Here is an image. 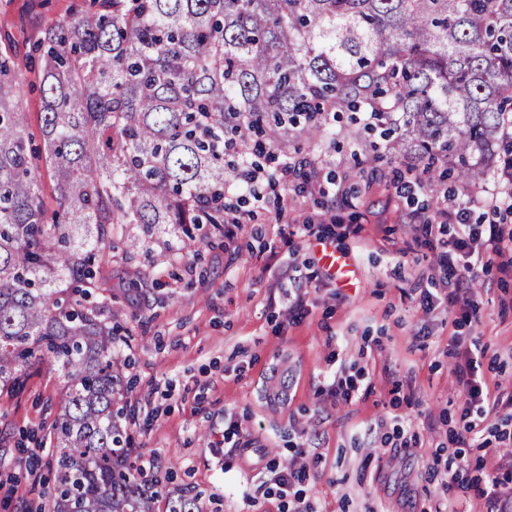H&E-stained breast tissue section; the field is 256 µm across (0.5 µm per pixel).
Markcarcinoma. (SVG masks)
Returning <instances> with one entry per match:
<instances>
[{"label": "carcinoma", "mask_w": 512, "mask_h": 512, "mask_svg": "<svg viewBox=\"0 0 512 512\" xmlns=\"http://www.w3.org/2000/svg\"><path fill=\"white\" fill-rule=\"evenodd\" d=\"M50 26L41 66L42 174L0 48V387L47 363L63 392L49 512H203L132 461L115 336L84 305L113 224L224 223V140L321 134L361 112L406 169L462 191L499 169L512 128V0H94ZM95 234L72 244L73 225ZM288 368L266 397L285 401Z\"/></svg>", "instance_id": "1"}]
</instances>
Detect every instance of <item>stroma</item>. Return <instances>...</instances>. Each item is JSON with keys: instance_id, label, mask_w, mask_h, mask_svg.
<instances>
[{"instance_id": "obj_1", "label": "stroma", "mask_w": 512, "mask_h": 512, "mask_svg": "<svg viewBox=\"0 0 512 512\" xmlns=\"http://www.w3.org/2000/svg\"><path fill=\"white\" fill-rule=\"evenodd\" d=\"M71 3L0 0L8 14L0 44L24 69L19 102L34 128L41 94L33 48ZM348 127L330 120L324 137L270 149V170L322 159L323 189L292 177L264 187V207L243 198L251 218L234 238L205 224L199 250L187 252L181 225L117 224L115 249L95 262L131 384L133 445L155 452L175 485L201 490L206 512H277L265 494L267 465L298 451L316 512H436L458 450L471 463L452 491L465 512H486L479 490L488 477L512 482V417L480 422L486 446L455 442L463 420L453 344L458 337L478 350L491 394H512V280L491 258L472 287L475 317L425 311L420 287L438 276L436 253L455 229L415 216L451 185L398 192L397 160H370L368 141L347 136ZM320 242L349 255L350 283L323 266ZM299 293L305 305L293 316L289 302ZM283 364L288 399L274 404L265 389ZM341 371L357 383L346 397L330 393ZM62 385L44 365L20 393H0V512H29L53 483L48 425ZM398 421L416 438L400 453L380 444ZM232 422L242 432L223 440Z\"/></svg>"}]
</instances>
